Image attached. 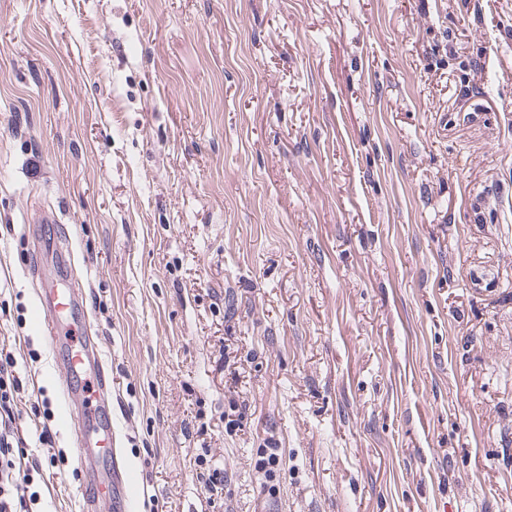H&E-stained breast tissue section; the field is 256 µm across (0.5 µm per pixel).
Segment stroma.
Here are the masks:
<instances>
[{
  "mask_svg": "<svg viewBox=\"0 0 512 512\" xmlns=\"http://www.w3.org/2000/svg\"><path fill=\"white\" fill-rule=\"evenodd\" d=\"M44 282L130 512H512V0H0V350L83 512ZM37 296L40 308L53 324V328L50 323L47 325L51 334L47 338L67 357L70 379L66 378L63 389L71 396L81 391L85 404H90L82 413L81 425L75 426L69 421V427L74 429L72 439L76 460L79 467L89 475L90 485L97 491V496H86L84 499V512H97L100 499L108 501L113 512H126L131 493L130 470L121 448H116L112 418L106 406L112 388L111 377L85 320L73 316L74 291L60 292L56 288H42ZM64 312L73 321L61 319L60 314ZM87 374L92 378L91 387L82 385L80 381L81 376ZM73 377L75 381H72ZM101 448H109L107 468L100 466Z\"/></svg>",
  "mask_w": 512,
  "mask_h": 512,
  "instance_id": "obj_1",
  "label": "stroma"
}]
</instances>
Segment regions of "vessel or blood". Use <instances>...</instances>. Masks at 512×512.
I'll list each match as a JSON object with an SVG mask.
<instances>
[{"mask_svg":"<svg viewBox=\"0 0 512 512\" xmlns=\"http://www.w3.org/2000/svg\"><path fill=\"white\" fill-rule=\"evenodd\" d=\"M38 302L53 324L51 344L67 357L71 378L65 381L63 389L70 395L83 394L86 404L83 422L73 431L76 460L96 489L95 496L85 498L84 512H97L103 500L108 502L111 512H127L130 470L121 449L116 446L107 408L112 380L98 346L85 321L74 315V291L44 288L38 293Z\"/></svg>","mask_w":512,"mask_h":512,"instance_id":"1","label":"vessel or blood"}]
</instances>
